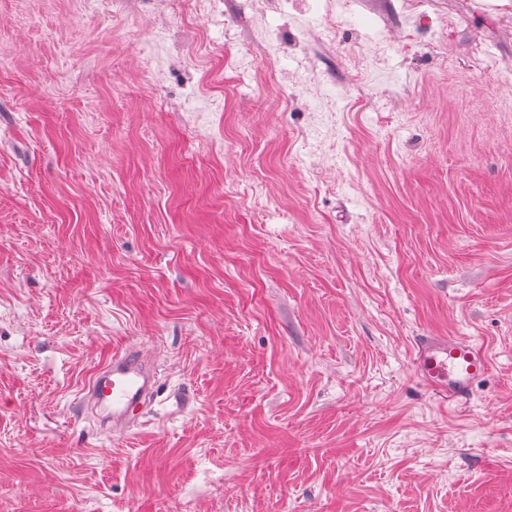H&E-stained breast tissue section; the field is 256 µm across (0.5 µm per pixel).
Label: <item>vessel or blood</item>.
Segmentation results:
<instances>
[{
	"label": "vessel or blood",
	"mask_w": 512,
	"mask_h": 512,
	"mask_svg": "<svg viewBox=\"0 0 512 512\" xmlns=\"http://www.w3.org/2000/svg\"><path fill=\"white\" fill-rule=\"evenodd\" d=\"M417 368L438 393L452 400L466 399L474 382L487 374L485 352L461 338H426L420 343ZM155 367L135 350L114 352L84 389L81 401L99 410L113 431L128 432L138 424L136 410L151 399Z\"/></svg>",
	"instance_id": "b4317fda"
}]
</instances>
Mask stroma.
Segmentation results:
<instances>
[{"label": "stroma", "mask_w": 512, "mask_h": 512, "mask_svg": "<svg viewBox=\"0 0 512 512\" xmlns=\"http://www.w3.org/2000/svg\"><path fill=\"white\" fill-rule=\"evenodd\" d=\"M221 2L180 0L154 85L158 0H0V512H512V103L472 51L512 64V24L436 0L460 28L359 83L357 35L403 32L359 0L311 50L330 161L291 50L252 84ZM427 336L486 353L470 402L419 375ZM122 349L156 399L113 437L77 398ZM280 78V91L283 96L298 97L308 91L314 92L316 103L311 112L316 140L322 134L321 128L333 129L336 126V101L327 92L321 73L311 64L306 52L297 59L293 68L282 70Z\"/></svg>", "instance_id": "35a3bbf8"}]
</instances>
